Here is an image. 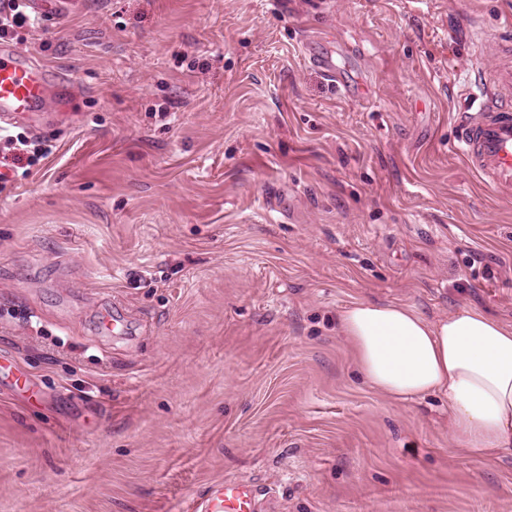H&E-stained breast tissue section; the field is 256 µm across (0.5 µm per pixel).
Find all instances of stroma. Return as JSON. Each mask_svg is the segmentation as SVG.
Segmentation results:
<instances>
[{
  "instance_id": "obj_1",
  "label": "stroma",
  "mask_w": 512,
  "mask_h": 512,
  "mask_svg": "<svg viewBox=\"0 0 512 512\" xmlns=\"http://www.w3.org/2000/svg\"><path fill=\"white\" fill-rule=\"evenodd\" d=\"M42 2L13 45L77 93L0 192V354L38 390L0 380V512L225 478L261 512H512V453L452 452L447 400L370 389L338 334L357 300L512 324V199L455 141L512 0ZM305 58L308 62L320 70L331 82L336 84V87L342 90L346 95L353 97L355 95H367L369 89L363 87L354 91L350 86L341 79L336 68V62L333 58L331 51L317 48L315 45L307 43L304 51Z\"/></svg>"
}]
</instances>
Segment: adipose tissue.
Segmentation results:
<instances>
[{"label":"adipose tissue","mask_w":512,"mask_h":512,"mask_svg":"<svg viewBox=\"0 0 512 512\" xmlns=\"http://www.w3.org/2000/svg\"><path fill=\"white\" fill-rule=\"evenodd\" d=\"M339 330L371 389L447 399L459 452H512V325L468 305L430 321L403 304L358 300Z\"/></svg>","instance_id":"1"}]
</instances>
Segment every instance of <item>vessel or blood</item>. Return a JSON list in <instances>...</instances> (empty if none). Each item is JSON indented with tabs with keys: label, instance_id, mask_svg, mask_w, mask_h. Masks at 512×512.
I'll list each match as a JSON object with an SVG mask.
<instances>
[{
	"label": "vessel or blood",
	"instance_id": "1",
	"mask_svg": "<svg viewBox=\"0 0 512 512\" xmlns=\"http://www.w3.org/2000/svg\"><path fill=\"white\" fill-rule=\"evenodd\" d=\"M494 66L479 76L482 101L465 113L458 129L459 149L467 167L500 198L512 199V37H477ZM304 55L337 88H344L331 51L306 44ZM69 98L67 82L56 71L25 62L8 44H0V129L23 118L38 122L49 94ZM258 491L244 481L207 484L190 501L187 512H258Z\"/></svg>",
	"mask_w": 512,
	"mask_h": 512
}]
</instances>
